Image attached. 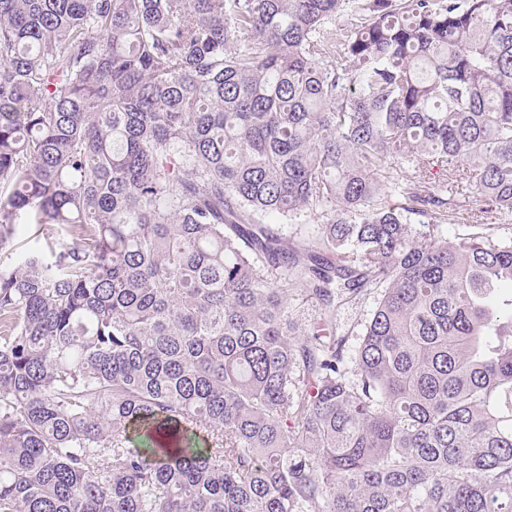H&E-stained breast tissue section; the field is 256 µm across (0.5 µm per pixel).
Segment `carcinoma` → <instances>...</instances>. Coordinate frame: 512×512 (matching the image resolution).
<instances>
[{
  "mask_svg": "<svg viewBox=\"0 0 512 512\" xmlns=\"http://www.w3.org/2000/svg\"><path fill=\"white\" fill-rule=\"evenodd\" d=\"M459 183L512 214V0H0V512H512V241L443 233ZM267 223L277 224L276 228L281 231L283 237H287L295 245L303 244L315 236L319 224L317 218L309 212H303L292 220L273 216L267 219ZM376 302V294H367L360 295L348 304L336 306V334L346 337L349 349L354 350L358 346L363 325L373 313ZM290 314L295 321L302 325V327L319 318L321 313V306L315 299L308 301L296 299L291 303Z\"/></svg>",
  "mask_w": 512,
  "mask_h": 512,
  "instance_id": "1",
  "label": "carcinoma"
}]
</instances>
